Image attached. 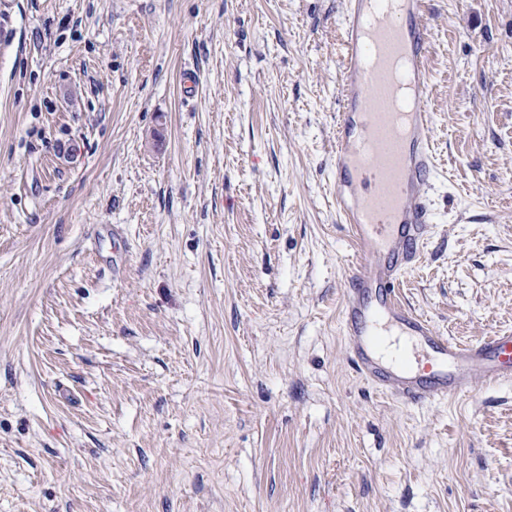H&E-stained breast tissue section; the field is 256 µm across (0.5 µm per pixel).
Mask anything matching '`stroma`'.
Masks as SVG:
<instances>
[{
    "label": "stroma",
    "mask_w": 512,
    "mask_h": 512,
    "mask_svg": "<svg viewBox=\"0 0 512 512\" xmlns=\"http://www.w3.org/2000/svg\"><path fill=\"white\" fill-rule=\"evenodd\" d=\"M423 2L398 289L474 343L512 330V0ZM344 8L0 0V512H512V379L412 406L345 346Z\"/></svg>",
    "instance_id": "1"
}]
</instances>
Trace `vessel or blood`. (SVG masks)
<instances>
[{
  "label": "vessel or blood",
  "mask_w": 512,
  "mask_h": 512,
  "mask_svg": "<svg viewBox=\"0 0 512 512\" xmlns=\"http://www.w3.org/2000/svg\"><path fill=\"white\" fill-rule=\"evenodd\" d=\"M343 46L332 171L336 209L356 247L341 319L352 363L405 404L511 379V331L451 341L397 292L433 222L422 0H347Z\"/></svg>",
  "instance_id": "vessel-or-blood-1"
}]
</instances>
